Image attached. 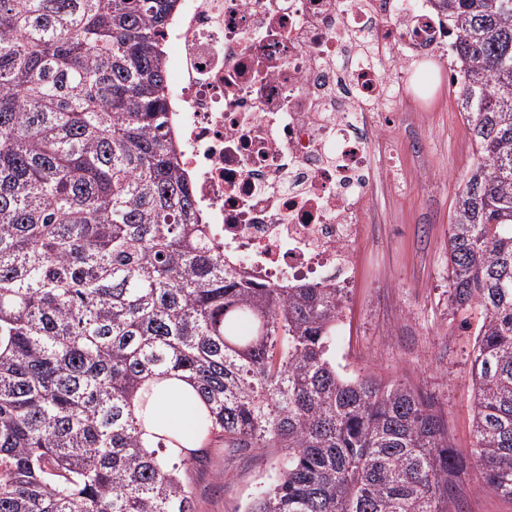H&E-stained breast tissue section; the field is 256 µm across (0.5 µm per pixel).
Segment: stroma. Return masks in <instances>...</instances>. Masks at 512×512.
<instances>
[{
  "mask_svg": "<svg viewBox=\"0 0 512 512\" xmlns=\"http://www.w3.org/2000/svg\"><path fill=\"white\" fill-rule=\"evenodd\" d=\"M447 76V59H428L415 72L416 82L433 90L425 106L412 99L396 104L397 155L378 168L371 239L356 249L336 365L350 376L412 387L442 414L448 442L464 463L456 480L459 512H512V499L477 488L469 371L483 312L453 308L448 300L450 209L474 149ZM274 460L270 449L231 453L204 444L185 476L197 512H245Z\"/></svg>",
  "mask_w": 512,
  "mask_h": 512,
  "instance_id": "1",
  "label": "stroma"
}]
</instances>
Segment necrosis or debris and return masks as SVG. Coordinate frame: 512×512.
I'll list each match as a JSON object with an SVG mask.
<instances>
[{"instance_id":"necrosis-or-debris-1","label":"necrosis or debris","mask_w":512,"mask_h":512,"mask_svg":"<svg viewBox=\"0 0 512 512\" xmlns=\"http://www.w3.org/2000/svg\"><path fill=\"white\" fill-rule=\"evenodd\" d=\"M165 41L171 134L225 256L350 287L392 101L425 99L414 63L448 55L433 0H183Z\"/></svg>"}]
</instances>
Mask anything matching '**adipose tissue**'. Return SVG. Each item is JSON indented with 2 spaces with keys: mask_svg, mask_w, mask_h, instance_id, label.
<instances>
[{
  "mask_svg": "<svg viewBox=\"0 0 512 512\" xmlns=\"http://www.w3.org/2000/svg\"><path fill=\"white\" fill-rule=\"evenodd\" d=\"M145 397L135 398L133 408L143 422L142 441L153 447L159 437L172 438L170 454H186L202 446L205 435L199 422L207 409L192 384L181 376H169L149 383Z\"/></svg>",
  "mask_w": 512,
  "mask_h": 512,
  "instance_id": "1",
  "label": "adipose tissue"
}]
</instances>
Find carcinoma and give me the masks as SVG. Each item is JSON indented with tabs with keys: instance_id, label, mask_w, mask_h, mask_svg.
Here are the masks:
<instances>
[{
	"instance_id": "carcinoma-1",
	"label": "carcinoma",
	"mask_w": 512,
	"mask_h": 512,
	"mask_svg": "<svg viewBox=\"0 0 512 512\" xmlns=\"http://www.w3.org/2000/svg\"><path fill=\"white\" fill-rule=\"evenodd\" d=\"M179 0H0V512H195L131 402L181 374L226 448H277L246 512H451L463 462L407 386L336 369L344 289L254 282L201 221L166 117ZM476 160L448 269L483 310L480 489L512 499V0H436Z\"/></svg>"
}]
</instances>
